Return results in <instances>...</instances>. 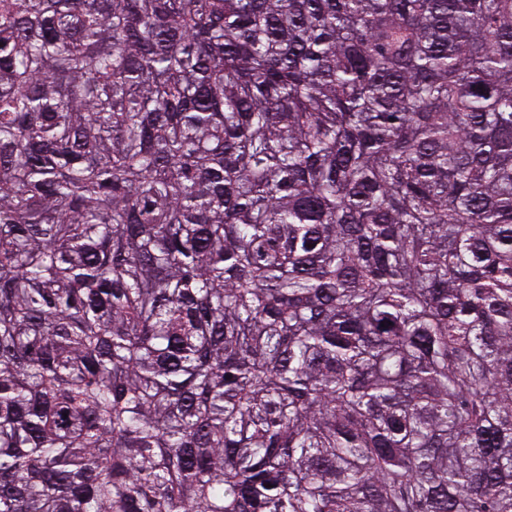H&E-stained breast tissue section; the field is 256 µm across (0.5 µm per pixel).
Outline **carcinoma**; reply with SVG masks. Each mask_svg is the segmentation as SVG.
Here are the masks:
<instances>
[{"label": "carcinoma", "mask_w": 512, "mask_h": 512, "mask_svg": "<svg viewBox=\"0 0 512 512\" xmlns=\"http://www.w3.org/2000/svg\"><path fill=\"white\" fill-rule=\"evenodd\" d=\"M0 512H512V0H0Z\"/></svg>", "instance_id": "carcinoma-1"}]
</instances>
